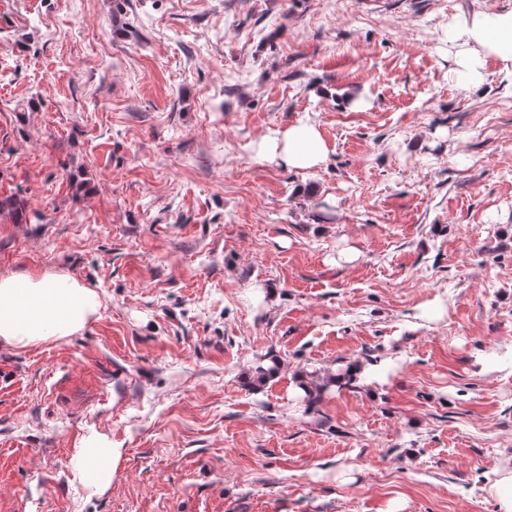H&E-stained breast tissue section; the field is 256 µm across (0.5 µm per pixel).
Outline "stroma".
Instances as JSON below:
<instances>
[{
  "label": "stroma",
  "mask_w": 512,
  "mask_h": 512,
  "mask_svg": "<svg viewBox=\"0 0 512 512\" xmlns=\"http://www.w3.org/2000/svg\"><path fill=\"white\" fill-rule=\"evenodd\" d=\"M512 0H0V275L95 290L0 348V512H498L512 468ZM311 121L302 172L259 156ZM349 251L353 261H341ZM283 368L253 387L267 356ZM369 376L307 406L289 368ZM118 448L111 486L74 454ZM442 40L459 86L483 85L489 59L500 64L501 73L512 76V7L459 17L448 23ZM259 148L284 166L301 171L314 170L326 163L329 147L318 125L298 122L263 137ZM499 512L512 511V470H504L493 485Z\"/></svg>",
  "instance_id": "35a3bbf8"
}]
</instances>
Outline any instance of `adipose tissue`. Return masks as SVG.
I'll list each match as a JSON object with an SVG mask.
<instances>
[{
	"mask_svg": "<svg viewBox=\"0 0 512 512\" xmlns=\"http://www.w3.org/2000/svg\"><path fill=\"white\" fill-rule=\"evenodd\" d=\"M450 72L459 86L477 88L488 78V60L512 76V7L475 11L449 23L443 37ZM259 148L284 166L301 171L326 163L329 147L317 124L299 122L263 137ZM98 294L66 274L0 276V347L27 348L81 332L98 315ZM81 476L109 488L118 462L116 449L97 443L77 454Z\"/></svg>",
	"mask_w": 512,
	"mask_h": 512,
	"instance_id": "ef3b65f1",
	"label": "adipose tissue"
}]
</instances>
